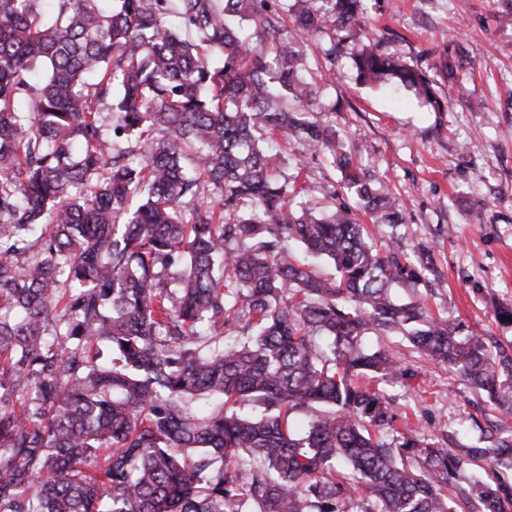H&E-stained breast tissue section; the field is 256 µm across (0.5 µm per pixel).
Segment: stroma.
I'll use <instances>...</instances> for the list:
<instances>
[{"instance_id":"1","label":"stroma","mask_w":512,"mask_h":512,"mask_svg":"<svg viewBox=\"0 0 512 512\" xmlns=\"http://www.w3.org/2000/svg\"><path fill=\"white\" fill-rule=\"evenodd\" d=\"M511 7L512 0H381L369 10L382 50L427 70L443 43L465 41L468 86L485 100L482 110L432 112L409 90L356 84L345 58L320 98L325 107L342 103L338 133L406 213L403 224L381 227L378 247L428 266L421 281L394 288L396 299H417L434 318L504 342L512 325L497 322L494 309L512 306V26L498 17ZM369 343L408 370L383 388L396 429L408 424L425 441L458 448L475 444L480 428L512 429V418L482 412L463 380L401 336Z\"/></svg>"}]
</instances>
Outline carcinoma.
Returning a JSON list of instances; mask_svg holds the SVG:
<instances>
[{"instance_id": "obj_1", "label": "carcinoma", "mask_w": 512, "mask_h": 512, "mask_svg": "<svg viewBox=\"0 0 512 512\" xmlns=\"http://www.w3.org/2000/svg\"><path fill=\"white\" fill-rule=\"evenodd\" d=\"M302 36L351 49L359 84L484 106L463 44L433 78L381 50L364 0H0V512H453L475 460L494 480L470 512H512V433L463 457L382 436L362 378L404 370L369 335L508 414L512 343L393 301L416 271L347 200L374 224L401 207L314 115ZM312 162L341 175L321 208Z\"/></svg>"}]
</instances>
